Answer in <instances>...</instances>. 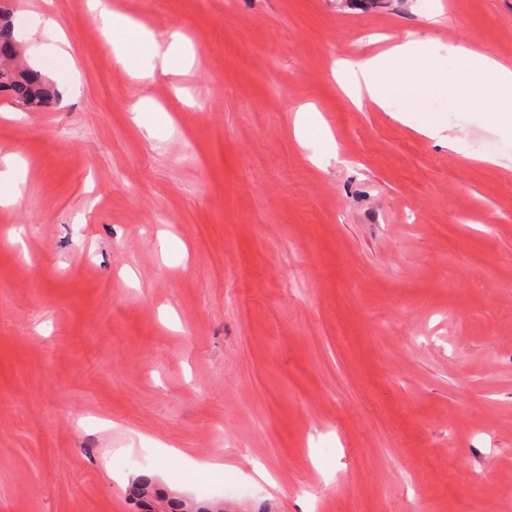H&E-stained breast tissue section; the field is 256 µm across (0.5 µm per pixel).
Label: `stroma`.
Masks as SVG:
<instances>
[{"instance_id": "1", "label": "stroma", "mask_w": 512, "mask_h": 512, "mask_svg": "<svg viewBox=\"0 0 512 512\" xmlns=\"http://www.w3.org/2000/svg\"><path fill=\"white\" fill-rule=\"evenodd\" d=\"M112 6L193 61L137 80L53 0L80 97L0 96V512H135L143 473L226 512H512V134L437 94L448 150L333 72L380 35L512 64V0ZM3 160L6 169L0 170V191L2 187L9 191L0 195L1 206L14 203L18 198V195L12 192V187L17 183L19 167L14 162L12 156H7Z\"/></svg>"}]
</instances>
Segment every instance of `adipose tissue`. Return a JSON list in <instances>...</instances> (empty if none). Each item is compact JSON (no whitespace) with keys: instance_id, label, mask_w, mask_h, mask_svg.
I'll use <instances>...</instances> for the list:
<instances>
[{"instance_id":"obj_1","label":"adipose tissue","mask_w":512,"mask_h":512,"mask_svg":"<svg viewBox=\"0 0 512 512\" xmlns=\"http://www.w3.org/2000/svg\"><path fill=\"white\" fill-rule=\"evenodd\" d=\"M90 8L103 33H131V41L116 47L114 59L130 69L135 78L146 81L156 72H170L186 61L188 53L180 33H171L168 40L160 41L128 16L112 11L107 0H92ZM68 48L66 34H59L57 45L42 58L44 70L53 75L57 92L67 103L78 95L76 66ZM448 51L462 72H494V86L476 85L472 91L486 101L496 127L512 129V68L467 46L452 45ZM358 73L360 79L352 96L356 105L366 104L382 111L388 110L393 89H400L406 104L398 113V120L427 137L441 138L449 150H458V140L444 136V127L438 116L421 112L418 107V101L424 94L453 81L452 75L435 63L429 41L406 39L393 42L386 50L365 58L358 66Z\"/></svg>"}]
</instances>
